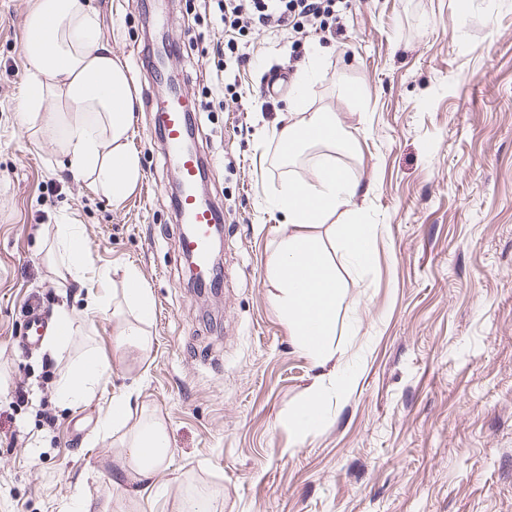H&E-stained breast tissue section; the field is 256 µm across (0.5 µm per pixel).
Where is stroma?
<instances>
[{"instance_id":"obj_1","label":"stroma","mask_w":512,"mask_h":512,"mask_svg":"<svg viewBox=\"0 0 512 512\" xmlns=\"http://www.w3.org/2000/svg\"><path fill=\"white\" fill-rule=\"evenodd\" d=\"M135 0H90L103 42L137 96L142 178L121 204L75 179L50 135L23 126L22 51L35 0H0V512H178L184 491L219 512H512V0H346L337 34L293 46L268 26L239 38L243 93L206 91L224 32L199 0H157L176 51L165 66L196 106L195 145L224 217V279L196 292L178 252L175 174L157 146ZM308 111L332 112L355 138L337 162L368 195L371 267L342 264L336 348L354 377H332L296 347L270 302L267 260L280 218L267 202L308 178L317 150L282 159L274 130L315 49ZM61 224L77 225L87 278L54 271ZM134 266L155 306L149 362L115 353L111 311L83 318L65 352L16 342L27 304L82 309L89 289L121 287ZM95 341L112 371L90 403L63 406L55 384ZM326 393L320 427L298 432V405ZM29 397H15L17 386ZM122 392L164 420L169 465L153 490L111 484L100 424Z\"/></svg>"}]
</instances>
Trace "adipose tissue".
Returning <instances> with one entry per match:
<instances>
[{"mask_svg": "<svg viewBox=\"0 0 512 512\" xmlns=\"http://www.w3.org/2000/svg\"><path fill=\"white\" fill-rule=\"evenodd\" d=\"M27 30L43 33L31 56L32 71L19 101V118H41V129L56 138L73 177L112 198L126 199L137 186L141 170L128 145L134 124L135 96L127 68L100 38V21L89 0H37L26 19ZM322 65L313 55L301 76L296 94L282 117L278 141L284 157L304 146L319 153L308 180L282 185L270 203L271 211L287 227L267 261L274 288L272 302L297 348L318 368H330L339 393L349 391L340 374L333 346L336 313L344 290L336 274L337 262L369 265L374 254V228L353 221L352 206L364 186L336 163V154L354 150L335 113L309 112L306 93ZM55 109L40 111L46 100ZM58 267L62 278L81 280L86 272V249L75 227H58ZM122 299L132 319L119 323L116 349L149 357L154 340L144 329L154 310V298L134 268L124 271ZM110 364L98 346L88 345L66 365L56 383L59 401L68 408L90 403ZM104 428L120 429L122 449L115 457L119 472L139 484H151L170 457L164 421L156 415L134 418L128 395L112 400Z\"/></svg>", "mask_w": 512, "mask_h": 512, "instance_id": "obj_1", "label": "adipose tissue"}]
</instances>
